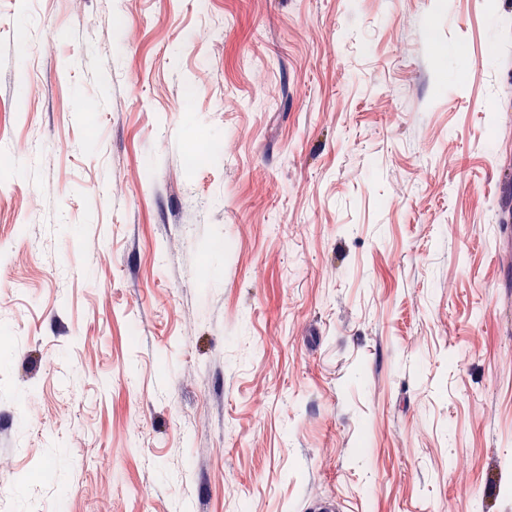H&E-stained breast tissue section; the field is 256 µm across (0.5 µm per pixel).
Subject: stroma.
<instances>
[{
	"label": "stroma",
	"mask_w": 512,
	"mask_h": 512,
	"mask_svg": "<svg viewBox=\"0 0 512 512\" xmlns=\"http://www.w3.org/2000/svg\"><path fill=\"white\" fill-rule=\"evenodd\" d=\"M0 127V512H512V0H0Z\"/></svg>",
	"instance_id": "35a3bbf8"
}]
</instances>
